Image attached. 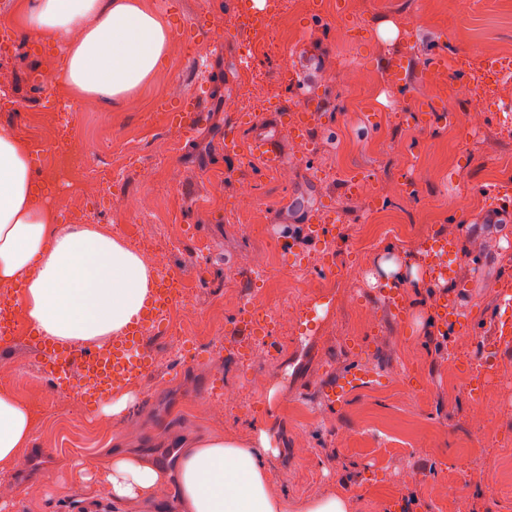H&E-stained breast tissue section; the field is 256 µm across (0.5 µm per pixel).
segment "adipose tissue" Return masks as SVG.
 Segmentation results:
<instances>
[{
	"mask_svg": "<svg viewBox=\"0 0 512 512\" xmlns=\"http://www.w3.org/2000/svg\"><path fill=\"white\" fill-rule=\"evenodd\" d=\"M25 29L66 44L64 76L75 96L118 108L159 70L174 36L139 0H25ZM80 39L69 40L73 28ZM45 189L29 149L0 132V285L22 283L30 323L64 344H88L125 331L146 305L153 270L127 246L84 224L56 223L38 206ZM31 437V413L0 393V461ZM266 432L252 443L212 438L181 453L174 480L182 512H285L272 494ZM165 478L149 461L112 456L104 486L114 501L149 497Z\"/></svg>",
	"mask_w": 512,
	"mask_h": 512,
	"instance_id": "ef3b65f1",
	"label": "adipose tissue"
}]
</instances>
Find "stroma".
I'll return each instance as SVG.
<instances>
[{
	"instance_id": "1",
	"label": "stroma",
	"mask_w": 512,
	"mask_h": 512,
	"mask_svg": "<svg viewBox=\"0 0 512 512\" xmlns=\"http://www.w3.org/2000/svg\"><path fill=\"white\" fill-rule=\"evenodd\" d=\"M239 2L142 0L170 22L174 37L166 63L134 94L142 106L135 112L45 83L63 68L62 44L19 28L23 0H0V30L16 36L0 47V131L28 146L38 180L50 187L42 206L52 207L70 185L90 226L116 239L120 225H137L126 245L142 259L171 244L168 271L188 286L174 316L192 327L179 342L147 338L148 370L124 388L130 404L121 414L108 413L110 395L62 408L68 388L47 377L23 394L31 441L0 462V502L11 512H180L172 484H160L150 499L116 503L94 477L116 452L167 469L198 441L248 443L262 428L273 448L270 485L287 495L288 512L331 494L345 497L350 512H512V347L497 346L492 329L497 291L512 278V199L483 192L512 186V119L494 105L475 133L439 121L441 110L463 111L481 90L486 55L512 54V0H343L320 19L308 0H280L277 10L297 35L288 48L246 24ZM246 41L263 47L247 64ZM440 50L450 64L436 78L428 63ZM399 57L408 68L395 76L389 64ZM350 64L363 74L354 88L340 77ZM287 68L300 76L285 87L279 75ZM185 96L206 111L193 135L163 109ZM232 96L266 102L254 129L275 137L288 182L263 172L249 137L237 153L222 149L225 129L239 121L224 109ZM395 99L410 106L408 115L390 110ZM279 108L318 113L308 142L277 122ZM76 153L122 167L121 182L101 193L77 165L72 184L52 180L49 155ZM146 163L174 166L177 183L142 180ZM222 176L228 183L217 199ZM404 180L409 190L384 198V184ZM243 183L258 192L249 214L233 209ZM329 214L343 234L310 241L309 225ZM259 220L270 237L250 232ZM433 234L454 240L459 277L451 293L480 323L479 341L460 332L452 360L436 354L427 333L429 291L405 289L409 312L396 319L370 281L389 245L397 261L432 275L425 248ZM244 253L269 257L268 283L238 266ZM297 254L308 261L298 277L291 272ZM245 296L284 313L294 299L318 309L298 326L282 320L267 339L276 355L248 381L235 360L244 347L235 321ZM214 336L222 348H211ZM38 338L32 328L20 339L0 336V392H14L16 375L43 370ZM479 354L490 375L475 398L467 371ZM352 368L365 372V384L330 402L327 384ZM228 386L238 397L225 405ZM44 448L50 457H40ZM406 469L420 481L403 483Z\"/></svg>"
}]
</instances>
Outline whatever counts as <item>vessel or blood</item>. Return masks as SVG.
<instances>
[{
    "label": "vessel or blood",
    "mask_w": 512,
    "mask_h": 512,
    "mask_svg": "<svg viewBox=\"0 0 512 512\" xmlns=\"http://www.w3.org/2000/svg\"><path fill=\"white\" fill-rule=\"evenodd\" d=\"M251 155L261 167L271 168L282 165L284 157L273 137L253 136L250 142ZM455 251L452 239L436 235L430 238L426 253L433 257V266L437 276L453 280L457 269L450 260ZM168 306L165 289L157 287L152 291L151 301L143 314L124 333L121 343L110 350L94 347L75 346L68 351H60L50 340H42L37 349L55 377L68 376L71 367H78L80 376L94 379L101 393H109L125 385L126 378L139 375L144 367L133 361L129 353L151 333L155 321ZM435 314L441 324H453L468 332H476L478 325L465 319L455 297L441 295L435 305ZM494 339L498 345H512V289L505 288L499 293L498 311L494 325Z\"/></svg>",
    "instance_id": "b4317fda"
}]
</instances>
